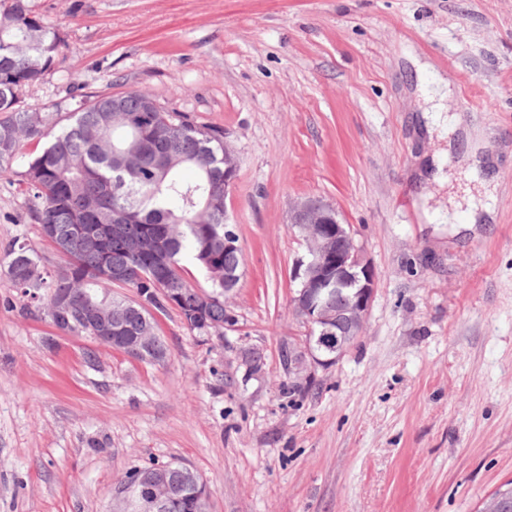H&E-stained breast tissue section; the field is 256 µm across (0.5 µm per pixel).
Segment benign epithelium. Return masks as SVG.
<instances>
[{
  "label": "benign epithelium",
  "instance_id": "7a95c632",
  "mask_svg": "<svg viewBox=\"0 0 512 512\" xmlns=\"http://www.w3.org/2000/svg\"><path fill=\"white\" fill-rule=\"evenodd\" d=\"M290 221L299 232L302 247L292 267L297 289L290 303L307 327V336L288 345L285 357L288 379L304 386L315 382L317 370L338 363L362 335L377 290V274L355 241L351 225L340 222L334 206L319 199L302 200L293 207ZM332 288L350 289L344 307H331L328 292ZM118 332L119 328L112 326V305L101 303L91 339L114 348L123 342ZM169 497V488L161 483L146 500L127 484L116 488L114 512L158 509Z\"/></svg>",
  "mask_w": 512,
  "mask_h": 512
}]
</instances>
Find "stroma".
Segmentation results:
<instances>
[{"instance_id":"35a3bbf8","label":"stroma","mask_w":512,"mask_h":512,"mask_svg":"<svg viewBox=\"0 0 512 512\" xmlns=\"http://www.w3.org/2000/svg\"><path fill=\"white\" fill-rule=\"evenodd\" d=\"M33 5L67 46L28 105L140 90L223 128L244 264L235 329L158 314L161 362L59 334L0 288V512H111L153 462L195 470L210 512H477L512 481V0ZM428 94L457 120L450 141L421 128ZM472 149L495 192L492 220L469 226L448 197L475 186ZM23 170L0 178V263L24 242L51 270ZM308 197L353 226L378 285L362 336L295 387L289 216Z\"/></svg>"}]
</instances>
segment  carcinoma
Segmentation results:
<instances>
[{"label": "carcinoma", "instance_id": "obj_1", "mask_svg": "<svg viewBox=\"0 0 512 512\" xmlns=\"http://www.w3.org/2000/svg\"><path fill=\"white\" fill-rule=\"evenodd\" d=\"M65 46L31 0H0V177L24 141L47 139L26 158L23 178L31 218L62 258L48 274L36 246L13 247L0 287L38 302L62 335H90L87 322L105 299L121 336H151L165 353L154 313L175 309L198 332L229 318L224 270L240 267L243 255L224 248V130L168 111L142 91L95 95L61 127L57 113L21 107L19 92L40 83ZM185 169L195 178L185 179ZM187 261L208 286L191 281ZM114 273L120 288L155 291L151 309L139 312L129 307L133 298L100 291ZM60 288L70 306L53 318ZM127 478L143 487L163 479L173 495L159 512H208L207 484L180 464H151Z\"/></svg>", "mask_w": 512, "mask_h": 512}]
</instances>
